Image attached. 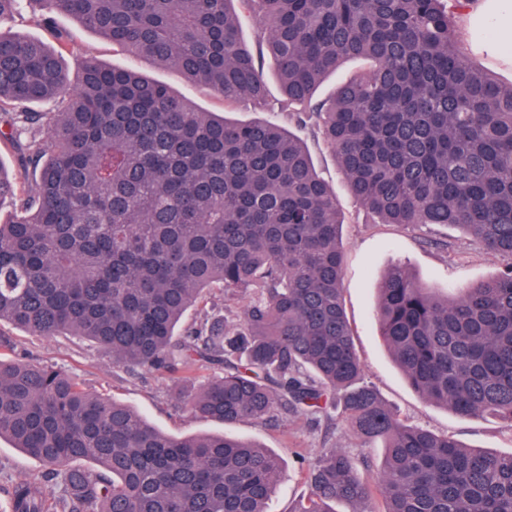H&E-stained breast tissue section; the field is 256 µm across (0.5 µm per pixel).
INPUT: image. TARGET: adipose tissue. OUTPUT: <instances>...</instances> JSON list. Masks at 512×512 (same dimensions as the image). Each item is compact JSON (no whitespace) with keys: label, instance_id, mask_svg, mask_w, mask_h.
<instances>
[{"label":"adipose tissue","instance_id":"ef3b65f1","mask_svg":"<svg viewBox=\"0 0 512 512\" xmlns=\"http://www.w3.org/2000/svg\"><path fill=\"white\" fill-rule=\"evenodd\" d=\"M461 20L473 35L470 42L472 51L502 65L512 66V50L506 48L502 41L503 35L512 34V0H470ZM489 28L499 32V39L485 38L484 32Z\"/></svg>","mask_w":512,"mask_h":512}]
</instances>
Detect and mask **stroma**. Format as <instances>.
Masks as SVG:
<instances>
[{
	"mask_svg": "<svg viewBox=\"0 0 512 512\" xmlns=\"http://www.w3.org/2000/svg\"><path fill=\"white\" fill-rule=\"evenodd\" d=\"M58 27L72 34L63 50L70 77H77L88 62H103L134 68L151 79L165 83L190 99L202 111L227 112L229 119L250 121L264 118L279 121L275 106L280 88L272 61H265L264 73L272 101L258 105L248 100L225 108L221 97L186 81L176 71L134 58L106 39L79 27L66 15L56 18ZM316 170L336 194L344 212L340 229L344 249L343 303L353 343L365 367V379L384 401L396 408L407 423L459 442L491 452H512V425L491 416L462 419L452 411L428 404L407 383L381 336L376 314L377 288L382 276L394 264L405 265L421 282L456 293L495 276L500 268L492 255L478 252L453 253L440 243L457 237V229L434 224H382L367 215L348 192L331 149L323 140H309ZM0 333L15 343V355L33 362L54 365L96 394L134 407L157 427L176 435L221 431V424L194 418L175 397L166 374L139 370L129 374L89 342L73 336H31L9 324ZM231 434L251 439L276 453L282 460L283 479L269 502V512H291L309 491L307 462L321 449L336 445L359 450L360 442L338 417L311 423L302 416H288L262 423L244 422L230 426ZM44 480L49 493L59 484L45 480L43 467L11 443L0 440V512H9L8 489L19 480Z\"/></svg>",
	"mask_w": 512,
	"mask_h": 512,
	"instance_id": "stroma-1",
	"label": "stroma"
}]
</instances>
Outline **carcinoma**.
I'll return each instance as SVG.
<instances>
[{
  "label": "carcinoma",
  "instance_id": "obj_1",
  "mask_svg": "<svg viewBox=\"0 0 512 512\" xmlns=\"http://www.w3.org/2000/svg\"><path fill=\"white\" fill-rule=\"evenodd\" d=\"M53 15L224 99L267 101L271 57L284 123L200 111L126 68L85 65L73 91L59 51L0 34V136L35 185L0 162V323L76 336L112 363L163 370L195 416L231 426L341 410L383 449L384 512H512V453L413 426L363 382L342 298L343 216L293 129L322 138L350 194L385 224H436L495 256L499 273L454 296L401 266L382 278L381 336L410 386L463 418L512 426V83L465 54L467 0H43ZM257 16L253 45L237 11ZM349 60L363 67L327 99ZM53 101L57 111L34 105ZM231 326L201 310L213 284ZM0 337V439L59 479L14 483L11 512H269L280 457L227 434L177 436L53 365L8 357ZM198 365L218 375L195 390ZM345 448L323 449L291 512L369 507L371 484Z\"/></svg>",
  "mask_w": 512,
  "mask_h": 512
}]
</instances>
